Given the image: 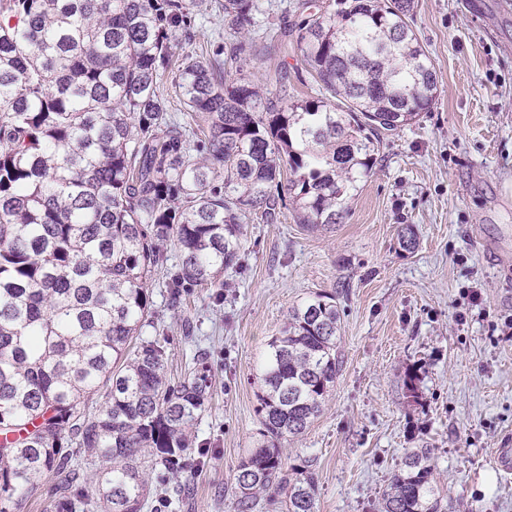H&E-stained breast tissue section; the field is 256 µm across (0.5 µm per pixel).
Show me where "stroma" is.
<instances>
[{"label": "stroma", "instance_id": "35a3bbf8", "mask_svg": "<svg viewBox=\"0 0 512 512\" xmlns=\"http://www.w3.org/2000/svg\"><path fill=\"white\" fill-rule=\"evenodd\" d=\"M304 2L257 0L255 48L232 77L314 95L292 46ZM213 3L197 8L185 52L234 43ZM412 27L437 101L384 137L343 223L312 229L286 205L268 222L249 216L223 291L194 288L174 305L164 274L150 279L143 338L167 337L173 379L205 350L213 394L193 429L207 456L153 472L143 512L183 484L166 512H235L237 465L260 438L257 369L289 310L320 291L338 295L342 371L306 432L280 444L289 467L315 469L319 512H381L414 448L429 449L452 512H512L498 465L512 449V0H418ZM405 224L412 253L398 244Z\"/></svg>", "mask_w": 512, "mask_h": 512}]
</instances>
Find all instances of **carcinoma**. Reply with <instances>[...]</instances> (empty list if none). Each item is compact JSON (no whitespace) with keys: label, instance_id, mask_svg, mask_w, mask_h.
Here are the masks:
<instances>
[{"label":"carcinoma","instance_id":"cac0c4a2","mask_svg":"<svg viewBox=\"0 0 512 512\" xmlns=\"http://www.w3.org/2000/svg\"><path fill=\"white\" fill-rule=\"evenodd\" d=\"M199 0H0V512L51 477L50 512H141L149 471L183 468L212 398L208 361L167 376L165 340L139 339L148 281L170 300L224 287L244 220L289 201L299 223H341L380 135L432 109L434 65L410 25L417 0H336L294 26L317 97L264 105L252 81L181 53ZM249 54L255 0H216ZM201 118L196 140L161 90ZM399 246L418 245L413 225ZM179 251L170 266L167 248ZM336 294L293 307L261 364V439L235 473L236 512L284 493L318 512L313 469L288 471L280 441L321 411L343 361ZM106 388L99 413L84 399ZM95 465L80 479L72 461ZM430 450L408 452L382 512H445Z\"/></svg>","mask_w":512,"mask_h":512}]
</instances>
